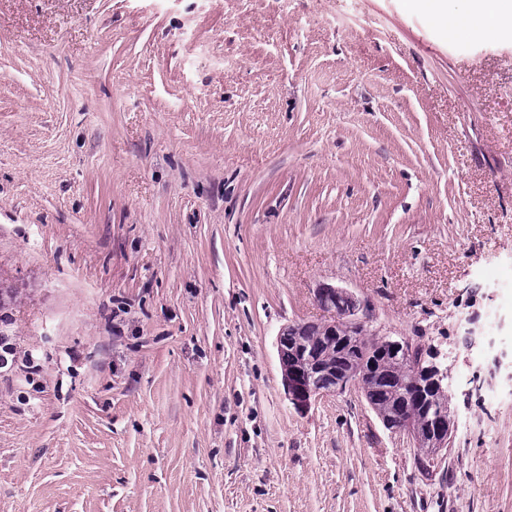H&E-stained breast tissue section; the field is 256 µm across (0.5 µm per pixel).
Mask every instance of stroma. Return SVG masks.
I'll list each match as a JSON object with an SVG mask.
<instances>
[{
    "label": "stroma",
    "instance_id": "35a3bbf8",
    "mask_svg": "<svg viewBox=\"0 0 512 512\" xmlns=\"http://www.w3.org/2000/svg\"><path fill=\"white\" fill-rule=\"evenodd\" d=\"M512 34L404 0H0V512H512ZM324 283L448 358L422 470L290 403ZM495 355V356H496Z\"/></svg>",
    "mask_w": 512,
    "mask_h": 512
}]
</instances>
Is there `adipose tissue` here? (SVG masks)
<instances>
[{"label":"adipose tissue","instance_id":"adipose-tissue-1","mask_svg":"<svg viewBox=\"0 0 512 512\" xmlns=\"http://www.w3.org/2000/svg\"><path fill=\"white\" fill-rule=\"evenodd\" d=\"M408 3L442 23L452 38L473 33L495 39L512 27V0H463L458 9L446 0H408Z\"/></svg>","mask_w":512,"mask_h":512}]
</instances>
